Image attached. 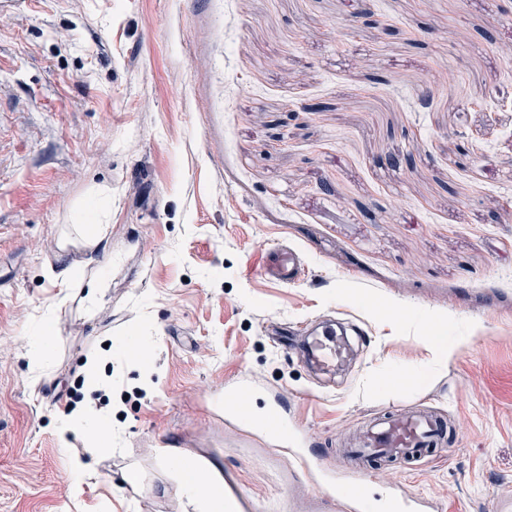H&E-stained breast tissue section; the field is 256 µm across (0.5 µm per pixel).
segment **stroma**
Wrapping results in <instances>:
<instances>
[{"mask_svg":"<svg viewBox=\"0 0 512 512\" xmlns=\"http://www.w3.org/2000/svg\"><path fill=\"white\" fill-rule=\"evenodd\" d=\"M510 44L512 0H40L0 26V512H195L183 463L230 512H336L341 444L413 407L456 442L372 463L371 495L512 512ZM93 197L112 215L88 249ZM284 239L306 253L288 285L265 269ZM69 264L112 274L95 317ZM325 319L369 340L330 380L265 334ZM128 336L147 358L113 351ZM239 380L257 411L287 398L320 474L225 413ZM104 387L111 453L61 447L55 411Z\"/></svg>","mask_w":512,"mask_h":512,"instance_id":"1","label":"stroma"}]
</instances>
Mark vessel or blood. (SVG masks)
<instances>
[{"label": "vessel or blood", "instance_id": "vessel-or-blood-1", "mask_svg": "<svg viewBox=\"0 0 512 512\" xmlns=\"http://www.w3.org/2000/svg\"><path fill=\"white\" fill-rule=\"evenodd\" d=\"M303 267L300 254L288 246H279L274 252L268 274L280 283L297 280ZM299 345L302 357L315 374L334 375L347 369L352 360L351 345L343 325L330 323L304 326ZM224 409L239 422L253 426L256 418L241 399L239 387L224 391ZM450 429L443 416L432 411L392 409L374 414L361 430L352 448L345 452L347 465L353 471H362L365 462L383 458H415L427 448L448 445ZM336 496L343 512H418V499L388 496L381 499L370 496L365 484L341 486Z\"/></svg>", "mask_w": 512, "mask_h": 512}]
</instances>
